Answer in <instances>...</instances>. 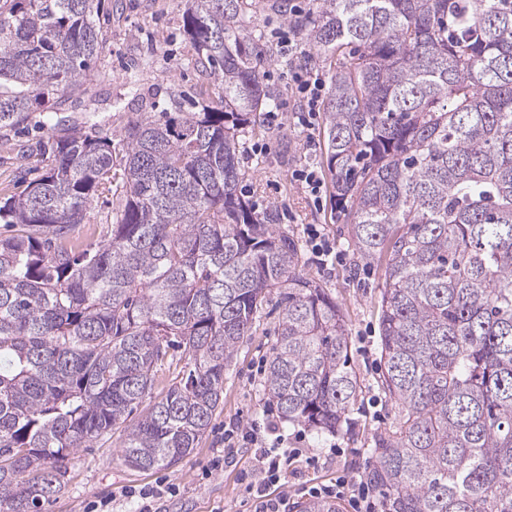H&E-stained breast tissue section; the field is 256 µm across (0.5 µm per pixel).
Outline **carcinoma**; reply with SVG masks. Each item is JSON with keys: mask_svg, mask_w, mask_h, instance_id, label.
Segmentation results:
<instances>
[{"mask_svg": "<svg viewBox=\"0 0 512 512\" xmlns=\"http://www.w3.org/2000/svg\"><path fill=\"white\" fill-rule=\"evenodd\" d=\"M246 5L191 0L217 102L173 88L118 150L89 116L35 120L85 92L104 0H0V131L45 130V172L0 201V512H41L116 431L130 467L176 466L274 293L264 387L282 418L336 433L361 393L336 300L277 210L259 219L238 192L240 134L277 100ZM290 20L333 64L327 163L356 261L384 264L377 383L397 415L361 476L379 512H512V0H320ZM104 192L108 238L77 242Z\"/></svg>", "mask_w": 512, "mask_h": 512, "instance_id": "carcinoma-1", "label": "carcinoma"}]
</instances>
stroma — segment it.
Returning <instances> with one entry per match:
<instances>
[{
	"label": "stroma",
	"instance_id": "35a3bbf8",
	"mask_svg": "<svg viewBox=\"0 0 512 512\" xmlns=\"http://www.w3.org/2000/svg\"><path fill=\"white\" fill-rule=\"evenodd\" d=\"M267 0H252L246 22L261 32L274 48V58L264 70L266 83L279 99L271 112L262 113L255 126L240 138L239 166L245 177L239 188L262 215L277 207L279 224L300 247L302 270L336 300L343 311L352 344L351 365L365 380L361 396L346 416L347 431L317 432L300 422L283 419L272 411L263 389L269 357L277 341L278 310L268 304L258 314L224 370V394L207 432L196 448L170 469L137 470L128 467L120 452L123 436H112L80 449L69 470L65 489L44 512H85L90 502L113 498L114 512H135L136 502L122 497V490L139 489L166 480L175 494L158 501L159 512H253L255 499L240 481L250 467L253 451L239 449L223 469L210 470L214 456L224 452V429L230 423L252 421L278 427L288 438H300L301 453L287 478L288 501L306 500L311 488L335 484L338 476L361 471L368 459L373 433L389 426L395 409L379 395L373 381L381 371L378 322L383 269H355L348 226L336 208L333 186H325L321 198H313L295 180L297 170L311 167L329 178L326 162L325 118L313 125L297 123L299 94L289 74L308 71L323 85H330L332 71L315 51L294 36L296 52L282 47L280 36L289 25L266 8ZM188 0H106L98 23L104 34L97 69L86 85L85 95L73 99L70 113L82 116L87 105H96L103 129L120 142L122 129L140 111L131 94V82L156 93L157 108L167 105V91L176 86L196 98L211 99L212 88L193 64L194 49L183 32ZM126 104L117 112L113 102ZM38 130L0 142V199L20 194L41 174L42 158L30 146ZM318 229L338 255L333 264L315 265L311 259L309 228Z\"/></svg>",
	"mask_w": 512,
	"mask_h": 512
}]
</instances>
